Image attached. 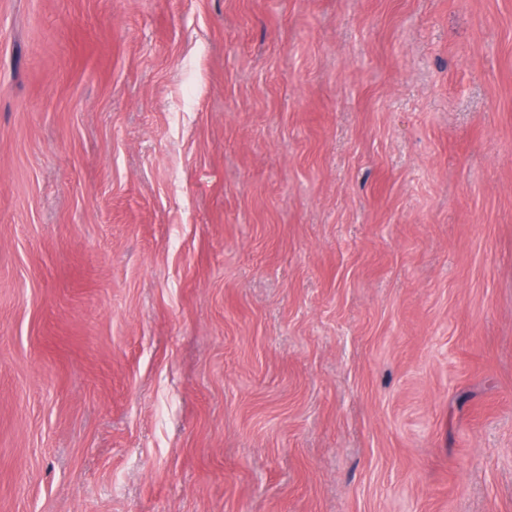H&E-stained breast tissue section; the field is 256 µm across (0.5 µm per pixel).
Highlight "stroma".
<instances>
[{"label":"stroma","mask_w":512,"mask_h":512,"mask_svg":"<svg viewBox=\"0 0 512 512\" xmlns=\"http://www.w3.org/2000/svg\"><path fill=\"white\" fill-rule=\"evenodd\" d=\"M0 512H512V0H0Z\"/></svg>","instance_id":"1"}]
</instances>
